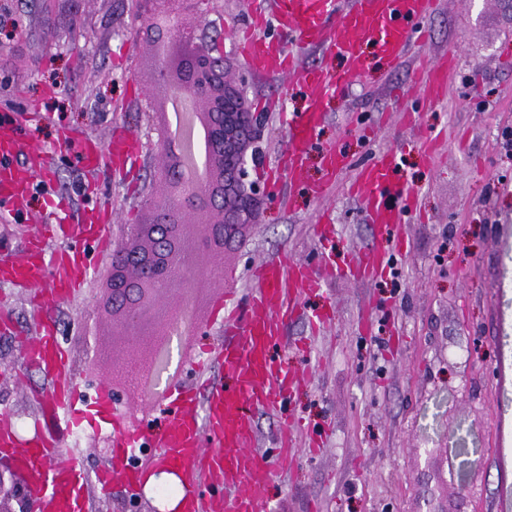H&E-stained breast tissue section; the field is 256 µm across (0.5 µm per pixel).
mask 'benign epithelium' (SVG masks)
<instances>
[{
    "label": "benign epithelium",
    "instance_id": "7a95c632",
    "mask_svg": "<svg viewBox=\"0 0 512 512\" xmlns=\"http://www.w3.org/2000/svg\"><path fill=\"white\" fill-rule=\"evenodd\" d=\"M149 27V41L157 61L154 82L170 77V53H177V72L169 100L149 103L162 110L181 99L194 109L208 141L205 177L193 178L179 159V151L166 145L159 158L162 196L146 202L149 223L128 224L112 260L108 306L112 335L122 336L128 348L148 341L151 359L145 370L161 377L167 370L175 328L182 312L159 315L157 306L168 293L194 276L196 260L206 257L213 266L224 261V251L238 243L243 230L256 223L265 209L268 191L249 180L246 159L237 145L263 140V113H249L238 123L234 101L217 90L224 81V55L203 45V28L189 23L218 7V0H138ZM23 475L13 466L0 465V512H29L21 494Z\"/></svg>",
    "mask_w": 512,
    "mask_h": 512
}]
</instances>
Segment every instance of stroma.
<instances>
[{"label": "stroma", "mask_w": 512, "mask_h": 512, "mask_svg": "<svg viewBox=\"0 0 512 512\" xmlns=\"http://www.w3.org/2000/svg\"><path fill=\"white\" fill-rule=\"evenodd\" d=\"M249 0H223L203 27L228 60L230 79L249 105L271 97L260 165L285 149L280 115L303 112L308 101L295 82L255 80L226 39V26L248 22ZM424 47L401 62L381 61L372 42L362 46L361 81L322 104L326 119L301 174L280 171L279 193L221 265L223 289L191 284L164 302L183 308L184 355H173L176 382L192 380L201 344H222L215 307L248 293V274L272 255L315 268L325 283L301 293L308 313L328 312L320 327L291 322L288 347L277 355L300 382L290 409L302 424L295 456L269 482L274 512H512V455H501L503 427L512 428V153L502 148L512 128V0H438ZM134 0H0V116L26 122L28 143L53 157L50 195L75 212L108 211L105 228L120 241L122 225L147 219L144 199L158 194V157L166 130L152 122L142 88L155 59L143 42ZM458 57L442 101L419 102L416 79L429 60ZM415 115L416 130L400 125ZM138 137L143 162L136 183L115 179L108 159L86 176L76 141L63 131L108 143L113 127ZM442 135L429 158L418 134ZM347 158V169L324 198L308 188L324 178V147ZM395 153L414 192L402 245H387L389 270L364 281L331 274L336 254L374 247L371 226L347 191L360 167ZM44 200L28 199L17 216L0 221V248L19 254L41 223ZM328 211L336 233L319 244L317 216ZM87 283L75 299L51 301L59 343L87 396L102 379L116 387L118 408L136 402V425L159 429L165 402L142 394L113 357L121 350L99 316L102 284L112 258L86 246ZM400 278H393L392 269ZM0 307L13 330L0 331V413L24 421L30 437L41 419L48 385L24 367L22 346L38 321L25 296L0 284ZM76 457L88 476L110 468L109 426H85ZM156 493L128 494L121 479L109 492L92 491L91 512H147L166 507Z\"/></svg>", "instance_id": "1"}]
</instances>
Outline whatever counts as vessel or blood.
<instances>
[{
	"instance_id": "b4317fda",
	"label": "vessel or blood",
	"mask_w": 512,
	"mask_h": 512,
	"mask_svg": "<svg viewBox=\"0 0 512 512\" xmlns=\"http://www.w3.org/2000/svg\"><path fill=\"white\" fill-rule=\"evenodd\" d=\"M271 10L252 9V26L238 33L239 50L251 74L259 80L296 76L310 100L308 111L287 117L288 145L285 165L297 172L316 131L324 119L321 100L345 91L359 78V50L373 42L382 59L399 62L413 44L425 43L424 21L436 0H270ZM275 20L280 39L271 40L262 31L268 20ZM320 49L343 57L348 68L331 75L317 66L303 67L301 52ZM454 55L446 54L429 62L427 75L419 83L423 99L434 103L445 92L449 72L455 67ZM23 145L13 123L0 124V205H14L31 193L35 172L49 173L50 157L38 152L33 162L12 165V158ZM113 162L135 164L139 144L130 134L113 133L107 148ZM361 199L363 208L378 237L393 232L401 223L413 191L399 174L393 154L375 158L361 169L350 188ZM64 223L76 224L73 213ZM75 236L92 242L98 250L110 247L101 225L76 224ZM384 268V259L371 249L364 253L347 251L337 262L339 276L367 278ZM89 269L86 254L77 247L49 254L44 239L26 243L21 260L0 258V283L15 288L49 286L53 298L65 300L81 289ZM253 287L246 304H233L224 310V346L212 355L224 372V381L198 385L171 384L168 394L169 424L157 435L142 428L126 426L107 393H99L94 406L106 409L112 426L113 458L128 491H136L146 472L134 459L133 449L149 451L150 464L174 472L180 480V512H259L265 500L270 472L260 459L254 412L275 415L280 433L274 451L287 459L292 451L294 420L287 403L294 378L274 360V348L287 345L285 330L299 314L302 290L319 287L309 269L272 257L252 272ZM28 364L38 368L50 385L45 418L52 420L51 431L18 444L14 430L0 426V454L13 458L16 466L30 473L29 497L33 512H88L86 491L96 484L110 490L109 472L87 479L77 458L68 449L58 426L73 429L89 417L90 406L81 396L79 384L65 373L62 349L55 336L54 322L44 317L39 334L24 352ZM220 486L224 496L208 495L211 486Z\"/></svg>"
}]
</instances>
